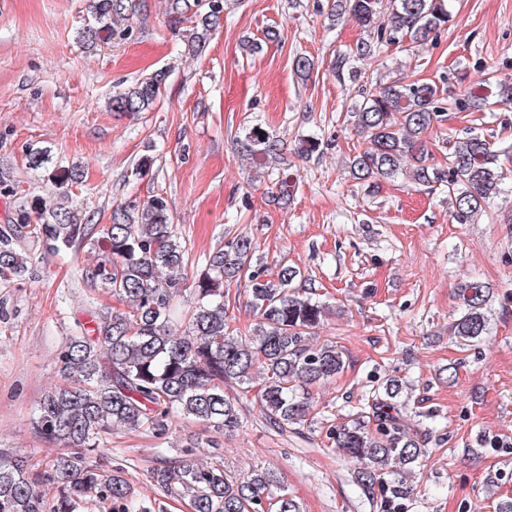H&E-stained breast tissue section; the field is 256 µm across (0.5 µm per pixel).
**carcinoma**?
Listing matches in <instances>:
<instances>
[{
    "mask_svg": "<svg viewBox=\"0 0 512 512\" xmlns=\"http://www.w3.org/2000/svg\"><path fill=\"white\" fill-rule=\"evenodd\" d=\"M145 3L90 0V18L78 28V42L90 48L104 39H127ZM169 9L175 22L192 24L191 47L200 49L224 11V0H169ZM346 14L373 29L377 44L421 43L453 20L450 0H336V19ZM375 53L376 44L361 42L335 61L338 77L358 83L355 130L366 147L350 162L352 177L371 186L400 175L415 184L434 183L448 193L460 224L475 222L492 202L508 199L499 150L481 134L471 131L456 140L446 167L432 164L427 135L446 111L442 88L405 76L389 83L363 80L353 61ZM163 81L161 73L139 80L113 96L109 107L146 112ZM492 97L512 101V82L482 71L465 84L458 106L482 112ZM239 144L256 164L280 152L279 140L259 125L245 131ZM295 185L296 175L279 169L278 197L288 199ZM30 238L52 254L90 242L102 258L85 270V278L110 290L127 309L104 312L89 327L79 323L66 337L58 357L62 383L45 392L33 421L35 433L63 452L33 474L26 457L0 450V512H78L91 501L110 502L112 512H138L123 473L93 460L108 451L113 431L143 429L164 438L178 415L205 430L231 431L239 425V409L224 386L247 384L255 375L262 381L260 404L268 426L278 433L294 430L310 420L311 389L345 367L336 346L309 341L325 306L295 285L301 270L281 262L270 279L251 269L257 243L250 236L236 235L188 278L186 246L161 194L113 207L111 223L96 237L61 207L42 209L34 225L30 213L20 211L18 223L0 226V281L19 280L28 272L24 240ZM244 274L258 321L249 334L233 336L225 330L224 282ZM492 294L493 288L477 279L459 284L462 312L450 330L459 345L488 335ZM402 389L401 379L389 377L372 391L368 407L375 431L361 414L327 430L337 448L360 461L358 486L369 494L379 488L382 512H395L396 500L410 493L405 481L386 477L424 453L418 437L400 421ZM149 478L165 496L188 501L192 512H300L273 471L233 479L220 461L197 463L191 446L153 467Z\"/></svg>",
    "mask_w": 512,
    "mask_h": 512,
    "instance_id": "obj_1",
    "label": "carcinoma"
}]
</instances>
